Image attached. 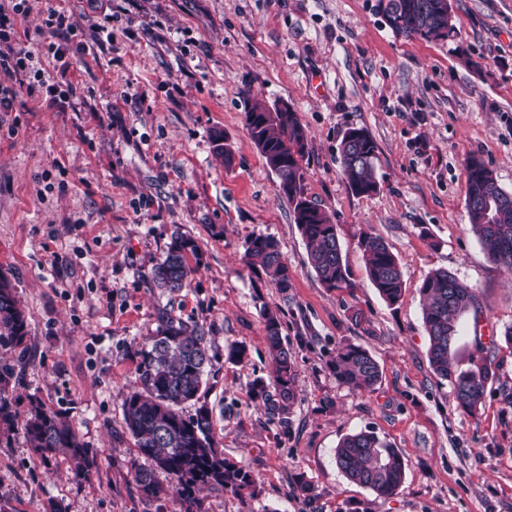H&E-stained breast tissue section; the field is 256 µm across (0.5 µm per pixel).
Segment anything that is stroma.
I'll return each instance as SVG.
<instances>
[{
  "instance_id": "obj_1",
  "label": "stroma",
  "mask_w": 512,
  "mask_h": 512,
  "mask_svg": "<svg viewBox=\"0 0 512 512\" xmlns=\"http://www.w3.org/2000/svg\"><path fill=\"white\" fill-rule=\"evenodd\" d=\"M455 35L392 33L378 0H33L17 18L35 33L65 9L86 51L42 68L45 89L19 88L0 112V275L28 321L15 407L39 402L68 422L97 462L76 477L64 456L43 461L22 433L0 438V512H178L133 479L152 462L123 414L138 351L161 316L204 329L211 363L200 402L226 459L258 494L202 490L205 512H512V271L492 263L470 229L465 163L480 158L512 192V0H449ZM110 22L111 41L95 31ZM297 112L308 138L302 187L337 226L352 285L325 288L251 141L248 103ZM369 131L377 191L351 193L339 161L347 128ZM232 150L215 154L214 132ZM181 231L200 247L191 287L156 288L153 266ZM381 237L405 282L400 301L371 285L358 241ZM273 236L292 271L279 294L243 259ZM445 269L474 288L459 320L456 361L488 358L496 376L475 414L457 404L427 358L423 279ZM276 311L294 361L287 418L252 395L272 356L264 310ZM247 349L226 359L229 344ZM353 343L377 360L373 391L340 385L328 368ZM374 431L401 454L405 477L382 498L347 480L334 450ZM310 497L298 496V478Z\"/></svg>"
}]
</instances>
